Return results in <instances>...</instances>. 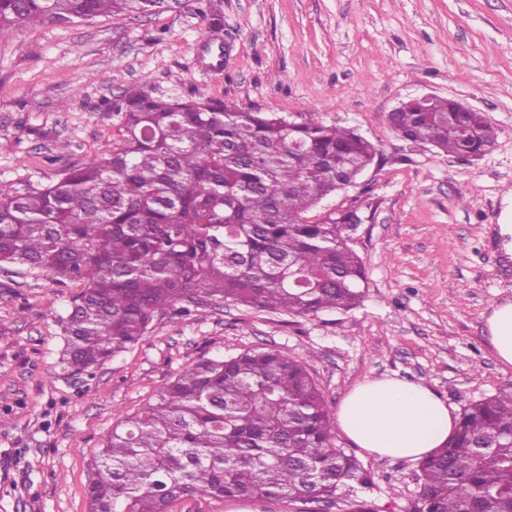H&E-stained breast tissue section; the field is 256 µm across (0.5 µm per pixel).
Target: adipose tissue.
I'll list each match as a JSON object with an SVG mask.
<instances>
[{
	"label": "adipose tissue",
	"mask_w": 512,
	"mask_h": 512,
	"mask_svg": "<svg viewBox=\"0 0 512 512\" xmlns=\"http://www.w3.org/2000/svg\"><path fill=\"white\" fill-rule=\"evenodd\" d=\"M487 326L497 359L512 365V301L497 305ZM336 421L355 446L370 454L418 460L447 443L457 416L427 385L381 377L348 390Z\"/></svg>",
	"instance_id": "obj_1"
}]
</instances>
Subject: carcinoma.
Here are the masks:
<instances>
[{
	"mask_svg": "<svg viewBox=\"0 0 512 512\" xmlns=\"http://www.w3.org/2000/svg\"><path fill=\"white\" fill-rule=\"evenodd\" d=\"M189 0H0V39L45 24L179 11ZM448 99L389 114L397 133L452 156L496 140ZM93 161L42 189L0 191V265L81 283L64 321V370L104 364L186 298L310 316L362 298L349 245L358 211L318 213L379 150L309 112L294 117L133 87ZM90 512H170L197 494L332 503L358 459L336 443L306 362L262 347L202 360L112 428L95 454ZM412 512H512V383L465 405L453 437L418 462Z\"/></svg>",
	"mask_w": 512,
	"mask_h": 512,
	"instance_id": "cac0c4a2",
	"label": "carcinoma"
}]
</instances>
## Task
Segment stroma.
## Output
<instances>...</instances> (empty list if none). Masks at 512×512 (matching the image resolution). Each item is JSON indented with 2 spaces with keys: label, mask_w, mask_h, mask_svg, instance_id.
I'll use <instances>...</instances> for the list:
<instances>
[{
  "label": "stroma",
  "mask_w": 512,
  "mask_h": 512,
  "mask_svg": "<svg viewBox=\"0 0 512 512\" xmlns=\"http://www.w3.org/2000/svg\"><path fill=\"white\" fill-rule=\"evenodd\" d=\"M214 4L222 44L200 5ZM131 87L241 109L318 113L380 151L322 203L369 202L351 246L363 258L354 309L303 317L206 299L158 314L146 336L81 375L62 372L61 321L79 292L0 267V512H88L94 454L120 420L197 362L260 346L306 361L329 411L356 383L422 382L461 409L512 383L486 319L512 301V0H190L181 12L102 16L0 40V189L43 188L99 156ZM432 93L485 113L494 147L472 162L401 137L388 115ZM371 482L331 504L197 495L171 512H411L416 462L356 450Z\"/></svg>",
  "instance_id": "obj_1"
}]
</instances>
